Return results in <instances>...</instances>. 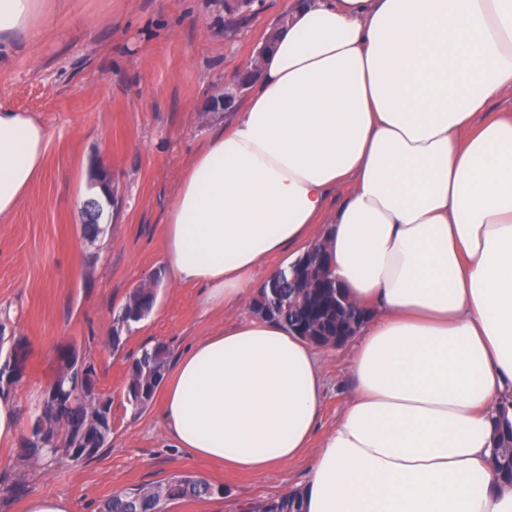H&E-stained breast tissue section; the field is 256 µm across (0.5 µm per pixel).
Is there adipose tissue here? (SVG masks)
<instances>
[{"label": "adipose tissue", "instance_id": "ef3b65f1", "mask_svg": "<svg viewBox=\"0 0 512 512\" xmlns=\"http://www.w3.org/2000/svg\"><path fill=\"white\" fill-rule=\"evenodd\" d=\"M45 4L0 0V51ZM508 96L512 0H290L260 82L179 177L163 261L233 309L267 259L325 242L369 312L353 390L317 435V353L239 320L171 371L160 409L179 448L261 477L320 437L305 512H512L489 464L512 399V113L491 110ZM47 145L37 119L0 105V219Z\"/></svg>", "mask_w": 512, "mask_h": 512}]
</instances>
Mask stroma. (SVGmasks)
I'll use <instances>...</instances> for the list:
<instances>
[{
	"label": "stroma",
	"instance_id": "35a3bbf8",
	"mask_svg": "<svg viewBox=\"0 0 512 512\" xmlns=\"http://www.w3.org/2000/svg\"><path fill=\"white\" fill-rule=\"evenodd\" d=\"M30 39L0 66V103L31 113L48 131L45 171L15 212L0 220V330L26 338L27 374L12 392L29 428L57 371L60 346L76 345L112 400V435L92 459L23 462L20 442L0 444V512H22L34 495L61 496L71 512H102L117 492L190 475L218 495L168 503L163 512H244L302 488L318 446L255 478L193 457L166 435L160 403L133 409L127 367L163 342L173 356L225 321L251 318L209 308L205 290L175 284L162 261L165 216L180 172L229 121L205 103L249 59L288 0H261L241 17L224 0H52ZM112 177L116 199L96 241L81 234L82 189L94 170ZM161 279L152 313L112 347V321L128 295ZM350 345L320 350L324 373L318 433L338 420L350 391Z\"/></svg>",
	"mask_w": 512,
	"mask_h": 512
}]
</instances>
